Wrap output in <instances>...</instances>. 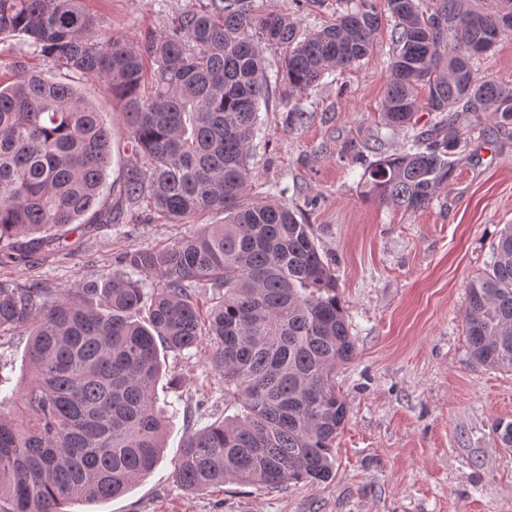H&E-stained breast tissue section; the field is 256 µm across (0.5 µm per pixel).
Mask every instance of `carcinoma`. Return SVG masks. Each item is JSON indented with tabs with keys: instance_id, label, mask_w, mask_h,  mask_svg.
I'll return each mask as SVG.
<instances>
[{
	"instance_id": "obj_1",
	"label": "carcinoma",
	"mask_w": 512,
	"mask_h": 512,
	"mask_svg": "<svg viewBox=\"0 0 512 512\" xmlns=\"http://www.w3.org/2000/svg\"><path fill=\"white\" fill-rule=\"evenodd\" d=\"M358 0L334 22L301 35L288 13L253 0H211L180 13L141 47L107 36L80 0H0V44L14 41L13 77L0 81V265L28 260L71 224L119 221L105 205L112 129L73 79H97L121 104L131 154L125 201L143 198L179 223L217 211L224 223L159 249L123 254L125 268L46 297L37 283L0 280V331H28L30 378L0 399L3 512H68L125 494L151 472L166 416L155 387L160 353L203 340L237 413L190 432L176 484L207 492L234 482L279 488L332 477L348 405L336 369L355 356L335 271L311 226L290 207L246 200L268 74L262 46L283 50L280 82L291 100L331 69L370 55L381 15L391 31L392 78L381 105L390 128L437 112L422 150L381 154L361 175L363 196L407 212L448 183L461 145L456 113L512 132V87L480 77L475 62L512 26V0ZM30 48L52 64L22 63ZM156 65L147 75L145 58ZM155 279L147 289L144 279ZM214 292L206 321L196 289ZM476 364L512 372V225L465 307ZM492 432L512 447V421Z\"/></svg>"
}]
</instances>
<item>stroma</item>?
<instances>
[{
    "instance_id": "1",
    "label": "stroma",
    "mask_w": 512,
    "mask_h": 512,
    "mask_svg": "<svg viewBox=\"0 0 512 512\" xmlns=\"http://www.w3.org/2000/svg\"><path fill=\"white\" fill-rule=\"evenodd\" d=\"M193 0H82L101 32L133 45L159 34ZM288 12L300 33L331 17L307 0H255ZM391 21H383L372 55L329 72L298 97L301 123L289 125L283 88L272 81L263 132L255 138L252 198L288 205L310 224L334 269L356 356L336 371L349 403L336 439L333 476L277 489L233 484L193 494L173 479L186 435L224 418V382L208 362L209 347L169 354L156 387L168 409L158 465L124 495L86 512H512V448L496 445L494 421H512V372L476 364L465 330L468 287L482 275L501 230L512 224V135L493 121L482 133L463 114L467 143L432 203L417 212L367 201L359 185L379 153L411 147L436 113H417L398 129L384 125L381 102L391 79ZM82 93L112 128L107 181L120 206L133 156L119 103L101 83ZM205 213L177 224L141 199L119 224H74L53 250L28 265L0 266V280L40 283L47 296L102 280L118 256L161 248L222 223ZM26 331L0 332V391L19 389L27 374Z\"/></svg>"
}]
</instances>
